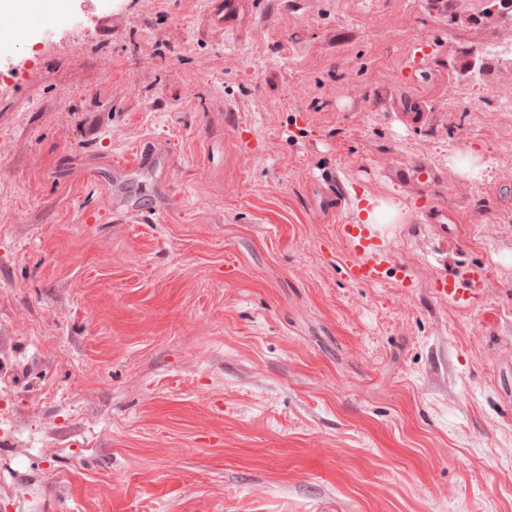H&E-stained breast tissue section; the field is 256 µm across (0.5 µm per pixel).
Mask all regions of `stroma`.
<instances>
[{
  "label": "stroma",
  "mask_w": 512,
  "mask_h": 512,
  "mask_svg": "<svg viewBox=\"0 0 512 512\" xmlns=\"http://www.w3.org/2000/svg\"><path fill=\"white\" fill-rule=\"evenodd\" d=\"M42 3L0 29V512H512V55L464 67L512 23ZM147 148L175 200L117 217ZM363 194L402 207L376 285L345 269ZM474 264L477 307L436 294ZM246 3V0H213V22L218 26L234 29Z\"/></svg>",
  "instance_id": "1"
}]
</instances>
